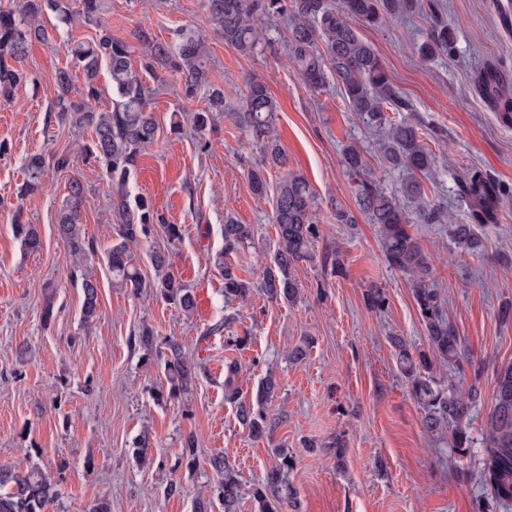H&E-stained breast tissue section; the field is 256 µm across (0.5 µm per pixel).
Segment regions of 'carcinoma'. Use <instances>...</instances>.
<instances>
[{"label":"carcinoma","instance_id":"1","mask_svg":"<svg viewBox=\"0 0 512 512\" xmlns=\"http://www.w3.org/2000/svg\"><path fill=\"white\" fill-rule=\"evenodd\" d=\"M213 32L241 54L256 51L260 36L255 23L258 13L287 18L283 36L284 60L300 75L303 84L319 92L334 82L347 108L375 129L376 146L389 167L405 175L398 190L388 191L374 177L369 163L357 148L349 146L342 165L353 185L359 211L378 228L381 252L388 267L405 274L411 284L417 311L427 332L428 350L416 351L400 336L390 337L397 365L409 389L424 411L427 431L437 432L448 423L455 424L449 443V457L459 459L471 447L469 436L471 407L482 399L479 383L471 385L462 398L442 385L435 362L458 366L465 353L461 337L448 321L441 292L434 284V259L413 233L414 224H446L449 234L463 253L481 250V231L498 220L497 208L507 197L500 185L477 167L459 178L461 195L469 205V222L460 224L454 217L431 203L425 196L423 178L434 172L441 156L422 144L423 125L415 119L394 120L387 111L407 112L409 106L392 81L391 74L372 43L363 39L351 25L356 18L376 25L389 14L409 12L419 7L417 0H206ZM106 0H79V10H71L69 0H14L0 7V96L8 97L22 83L28 48L33 41H49L53 33L76 22L97 27L94 38L69 44L70 62L52 76L55 97L50 112L54 119L46 124L69 123L91 132L80 154L87 165L97 164L112 191V239L105 258L114 280L134 294L145 287L131 245L148 239L156 231L168 242L182 238L179 224H167L151 201L128 194L127 186L141 153L154 145L159 125L150 110L168 77L178 76L188 99L198 93L206 96V107L194 113L193 123L199 133L206 131L213 113L224 111V90L211 83L210 57L206 38L198 31L182 28L171 42L153 36L139 25L130 39L112 37L102 25ZM53 15L56 24L49 30L43 18ZM455 32L446 25H435L430 38L420 44L419 54L429 60L453 50ZM82 75L81 86L74 87L73 72ZM107 74L112 91V106L99 109L103 89L101 74ZM502 75L495 66L480 74L479 88L492 102L498 117L512 124V96L501 90ZM277 103L266 81L258 76L246 80V93L235 115L252 143L274 165L283 160L276 134ZM67 172L74 167L73 155L53 152L51 157L33 153L23 163L26 195L48 188L47 168ZM67 194L56 216L59 237L72 258L69 278L81 289L82 317L89 324L98 316L99 282L87 264L98 254L96 240L86 236L81 227V213L86 189L78 176H72ZM316 198L309 182L299 173L283 177L275 191L272 223L278 235L274 267L263 272L260 288L272 301L292 305L301 296L303 285L296 269L313 262V247L321 236V226L314 217ZM13 230L27 252L41 248L36 225L22 220L16 209ZM248 224L229 217L224 222V251L215 259L224 274V299L246 300L254 290L252 282L239 276L224 261V256L238 251L251 239ZM158 296L177 310L189 313L195 306L193 294L170 270L165 255L151 258ZM135 344L146 359L163 365L166 385L158 388L157 400H174L188 393L196 378V366L186 357L183 344L170 340L160 346L154 330L144 325ZM238 364L224 367V397L238 403L237 415L254 439L271 438L275 422L268 418L265 405L278 384L268 375L258 387L255 403L238 401ZM487 455L483 459L485 485L496 503L512 504V365L498 370L495 378L486 430ZM275 462L265 477L245 489L237 473L222 455L210 458V466L222 475L219 495L224 512H238L244 495H249L255 512H297V492L289 476L294 469L293 452L274 449ZM57 484L37 467L0 468V512H49L57 501Z\"/></svg>","mask_w":512,"mask_h":512}]
</instances>
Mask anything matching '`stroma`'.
<instances>
[{"mask_svg": "<svg viewBox=\"0 0 512 512\" xmlns=\"http://www.w3.org/2000/svg\"><path fill=\"white\" fill-rule=\"evenodd\" d=\"M496 0H424L420 14L385 19L375 27L358 25L390 71L415 117L424 120V142L443 157L426 185L430 200L465 220L458 195L462 171L475 166L512 193V125L503 124L477 90L478 75L493 64L512 84V12ZM456 33L451 53L423 60L417 53L432 19ZM103 22L113 37L128 39L137 25H148L163 41L191 26L206 33L211 82L224 90L226 112L214 131L198 134L188 124L205 106L203 96L186 98L182 82L170 79L151 103L160 132L142 156L130 183L132 194L148 198L167 223L181 225L183 239L169 245L163 233L133 246L148 284L141 294L121 288L104 256L92 258L99 289V314L81 321L82 294L68 277L70 257L58 236L55 216L67 176L51 171L49 188L25 200L17 193L26 155L76 150L89 133L70 125L44 127L53 96L51 77L65 67L67 44L94 37L93 26L77 24L50 42H32L24 62L28 84L10 99L0 98V467L36 465L58 483L59 498L50 512H74L105 499L112 512H193L198 494L212 495L220 482L209 460L224 454L243 486L262 479L282 445L296 457L290 480L301 512H477L488 491L481 476L486 443L482 436L491 412L497 371L512 364V320L500 321L512 304V202L501 205L497 223L484 229L479 254H464L444 224H417L422 245L436 253L435 283L466 353L481 367L484 399L472 411V447L449 462L448 431L427 432L424 413L400 373L390 337H405L426 348L425 328L406 276L385 263L375 225L358 217L353 226L336 223L335 206L356 210L351 182L342 165L344 148L356 146L381 183L398 188L402 174L377 156L374 137L350 112L334 86L307 90L297 71L286 66L279 44L283 23L262 17L264 39L244 56L213 35L204 0H108ZM265 79L277 102L276 129L284 160L263 165L259 149L248 145L229 110L245 92V80ZM186 122L170 131L173 113ZM262 168L267 183L255 194L249 172ZM87 187L82 229L107 247L112 196L100 169L75 164ZM302 174L317 201L322 235L317 263L303 264V285L294 305L268 301L254 292L247 303L226 304L224 277L214 260L224 247L226 217L251 225L252 239L231 262L260 280L272 266L277 233L272 222L275 189L288 173ZM36 224L42 248L24 254L12 230L16 205ZM341 253L343 272L330 276L319 261L328 250ZM167 255L175 275L195 297L192 314L166 305L150 284L151 256ZM381 288L387 308L366 307V288ZM57 311L50 327L41 324L46 302ZM227 324V333L216 327ZM158 340L183 343L196 366L188 395L156 401L164 384L157 361L144 360L133 345L142 325ZM247 335L235 349L225 334ZM310 340L307 355L292 361L291 349ZM237 361L238 386L252 400L267 374L278 390L268 402L275 418L272 440H254L224 399V365ZM148 436L146 465L133 457L134 442ZM198 441L197 464H181L182 444ZM343 437L345 465L337 467L328 446Z\"/></svg>", "mask_w": 512, "mask_h": 512, "instance_id": "obj_1", "label": "stroma"}]
</instances>
